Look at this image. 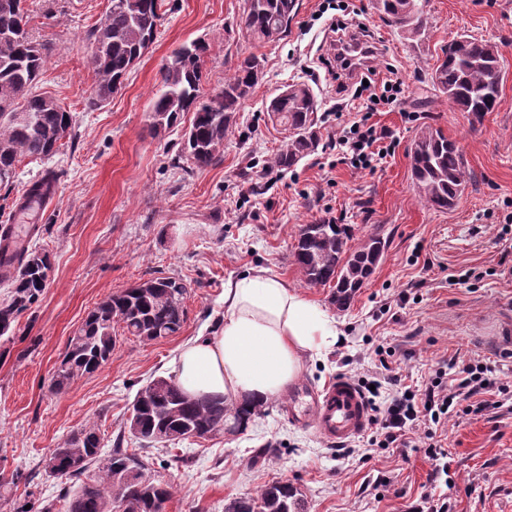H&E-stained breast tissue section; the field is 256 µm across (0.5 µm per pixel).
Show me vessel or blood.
<instances>
[{"mask_svg": "<svg viewBox=\"0 0 512 512\" xmlns=\"http://www.w3.org/2000/svg\"><path fill=\"white\" fill-rule=\"evenodd\" d=\"M288 415L315 430L328 444L342 445L364 432L370 410L360 389L336 378L323 386L299 381L288 387Z\"/></svg>", "mask_w": 512, "mask_h": 512, "instance_id": "obj_1", "label": "vessel or blood"}]
</instances>
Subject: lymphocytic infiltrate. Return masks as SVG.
<instances>
[{
  "instance_id": "lymphocytic-infiltrate-1",
  "label": "lymphocytic infiltrate",
  "mask_w": 512,
  "mask_h": 512,
  "mask_svg": "<svg viewBox=\"0 0 512 512\" xmlns=\"http://www.w3.org/2000/svg\"><path fill=\"white\" fill-rule=\"evenodd\" d=\"M333 63L341 72L338 92L351 93L353 99H365L366 105L329 137L330 147L341 160L360 168H375L387 155L383 144L393 136L386 127L373 124V112L393 108L400 104L402 92L399 81L377 77L372 65L365 75L354 72L350 62L333 56ZM374 355L378 369L371 377L359 378L358 384L371 410L375 429L367 440L368 446L391 448L410 447L412 431L423 430L429 442L426 455L433 461L431 483H438L448 472V452L437 437L452 415L481 416L501 408V395L508 388L488 368L452 356L443 361L434 376L421 385H407L396 371V349L377 345Z\"/></svg>"
}]
</instances>
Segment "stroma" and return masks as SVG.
Masks as SVG:
<instances>
[{
  "label": "stroma",
  "instance_id": "obj_1",
  "mask_svg": "<svg viewBox=\"0 0 512 512\" xmlns=\"http://www.w3.org/2000/svg\"><path fill=\"white\" fill-rule=\"evenodd\" d=\"M350 2L384 45L376 68L393 69L405 89L398 107L372 117L395 140L372 170L338 160L328 143L346 105L319 61L336 0H296L286 36L263 45L239 29L244 0H176L122 91L97 109L87 105L84 37L107 0H27L29 33L49 48L39 86L70 108L75 140L48 164L60 188L36 244L52 257L49 285L14 332L0 337V482L7 486L0 512H15L22 500L66 512L63 485L42 461L85 427H95L104 445L120 435L125 448H137L125 423L138 390L170 377L180 346L213 331L225 282L251 270L279 275L335 318L340 343L301 358L299 379L319 387L370 374L381 343L396 347L402 374L417 382L454 354L491 366L497 350H512V0H426L425 32L415 40L389 26L374 0ZM461 33L491 40L502 53L499 103L479 120L453 108L430 80L443 46ZM195 39L210 45L209 92L223 87L238 56L265 59L222 159L203 169L179 159L181 130L157 131L149 120L161 67ZM290 83L306 84L317 98L321 142L282 172L271 164L284 133L263 110ZM427 128L456 141L466 161L465 190L447 210L427 207L413 190L409 154ZM325 217L349 225L352 244L371 234L387 241L343 309L332 288L306 284L293 258L300 226ZM157 272L189 286L181 333L156 341L118 333L105 365L56 391L53 373L88 312ZM281 406L267 403L232 435L148 449L150 475L173 487L166 512H224L274 481L297 488L305 512H415L433 469L423 432L414 433V447L346 458ZM444 434L450 512H512V410L453 418Z\"/></svg>",
  "mask_w": 512,
  "mask_h": 512
}]
</instances>
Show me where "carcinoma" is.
Listing matches in <instances>:
<instances>
[{"label": "carcinoma", "instance_id": "obj_1", "mask_svg": "<svg viewBox=\"0 0 512 512\" xmlns=\"http://www.w3.org/2000/svg\"><path fill=\"white\" fill-rule=\"evenodd\" d=\"M240 30L256 42L280 39L294 15L295 0H244ZM169 0H109L104 17L86 33L90 49L88 64L93 83L88 106L100 108L124 87L133 61L144 53V42L154 40L158 26L168 13ZM378 10L406 39L422 35L425 26L419 0H377ZM25 0H0V189L11 190L17 168L24 159L44 162L65 147L73 137L74 116L57 98L36 91L46 65L45 48L33 41L28 30ZM209 45L196 39L186 43L163 65L149 117L152 127L165 130L180 124L186 112L193 114L181 142L179 158L195 168L220 160L224 140L236 124V114L264 76V58L250 53L238 58L233 73L216 93L204 91ZM498 47L468 35L451 41L432 70L433 86L461 112L476 118L492 112L499 92L487 89L491 65L500 63ZM318 101L310 88L296 83L285 86L265 108L268 120L287 133L275 157L277 168L288 171L315 150ZM414 191L425 204L446 209L460 198L466 183L464 156L456 142L438 130L421 132L410 151ZM59 174L42 170L13 198L10 212L0 223V282L11 288L0 302V336L8 333L19 318L36 304L47 288L52 269L47 250L30 247L41 231L42 215L21 225L22 214L46 204L59 190ZM351 228L333 220H319L300 227L293 258L313 287L333 285L336 307L350 305L379 263L386 243L371 235L353 249ZM44 253L40 266L30 256ZM188 285L172 276H154L110 296L89 312L72 336L56 367L53 386L61 391L80 373H93L112 356L116 328L143 341L175 336L186 322ZM262 408L228 406L222 401L187 397L171 380L158 378L136 394L127 427L142 447H166L189 438H204L224 430L231 416L246 427ZM71 438L63 454L50 453L42 460L45 473L78 483L68 501L74 512H114V499L128 493V512H165L171 499L169 484L155 481L148 499L136 486L149 470L144 456L118 446L101 457V436L94 428ZM98 466L91 475L90 468ZM291 487L286 482L264 486L257 496L237 498L224 505V512H295Z\"/></svg>", "mask_w": 512, "mask_h": 512}]
</instances>
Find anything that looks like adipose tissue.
Masks as SVG:
<instances>
[{
	"instance_id": "ef3b65f1",
	"label": "adipose tissue",
	"mask_w": 512,
	"mask_h": 512,
	"mask_svg": "<svg viewBox=\"0 0 512 512\" xmlns=\"http://www.w3.org/2000/svg\"><path fill=\"white\" fill-rule=\"evenodd\" d=\"M337 332L316 304L269 271L224 285L216 333L184 343L171 362L175 383L194 399L262 406L288 390L301 356L329 346Z\"/></svg>"
}]
</instances>
